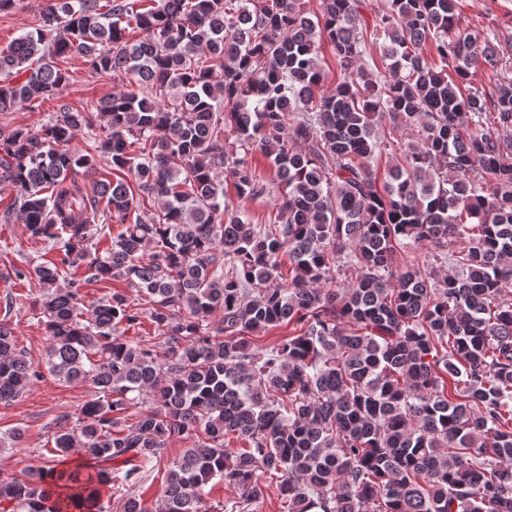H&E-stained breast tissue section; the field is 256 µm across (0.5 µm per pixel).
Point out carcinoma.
I'll use <instances>...</instances> for the list:
<instances>
[{"label":"carcinoma","mask_w":512,"mask_h":512,"mask_svg":"<svg viewBox=\"0 0 512 512\" xmlns=\"http://www.w3.org/2000/svg\"><path fill=\"white\" fill-rule=\"evenodd\" d=\"M138 2L49 0L0 52V112L61 99L73 54L122 86L94 105L102 134L64 103L39 132L0 131V184L62 254L33 268L45 366L95 388L50 460L0 479V512H103L107 488L149 512L130 489L172 440L189 448L167 462L160 512H203L214 479L254 503L265 475L288 512H512V78L469 86L505 47L464 26L463 0H319L312 17L301 0ZM325 43L341 76L327 90ZM387 116L411 140H378ZM100 157L136 189L98 180L85 196ZM228 181L240 199L276 195L275 213L254 223ZM101 200L122 230L93 257ZM422 243L443 277L400 260ZM81 268L136 283L163 353L126 336L141 314L126 294L82 310L77 281L59 284ZM40 376L0 322V403ZM75 448L86 464H67Z\"/></svg>","instance_id":"obj_1"}]
</instances>
